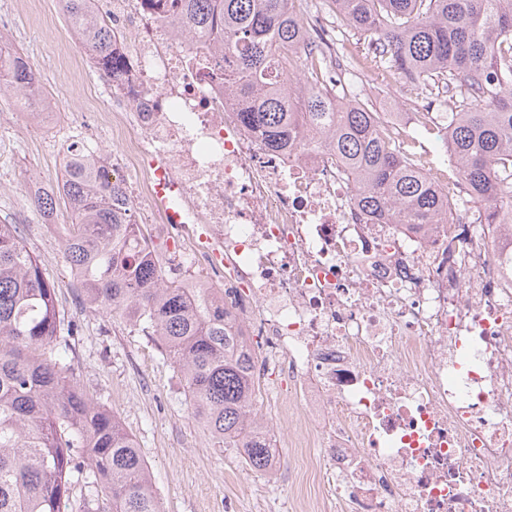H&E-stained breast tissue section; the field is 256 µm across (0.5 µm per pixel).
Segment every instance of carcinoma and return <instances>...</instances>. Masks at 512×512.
I'll return each mask as SVG.
<instances>
[{"label":"carcinoma","mask_w":512,"mask_h":512,"mask_svg":"<svg viewBox=\"0 0 512 512\" xmlns=\"http://www.w3.org/2000/svg\"><path fill=\"white\" fill-rule=\"evenodd\" d=\"M88 0H58L102 78L112 71V28L87 13ZM189 31L224 50V89L252 101L241 113L266 145L317 135L353 172L357 196L379 219L446 224V169L423 173L416 132L385 126L369 100L347 99L353 68L326 84L327 57L292 56L307 37L302 0H175ZM336 27L353 31L369 62L425 93L449 94L456 109L424 128L447 132L448 162L471 209L492 233L512 229V0H321ZM17 99L43 94L28 59L0 56V88ZM74 163L62 192L71 216L63 253L80 299L120 316L159 342L180 373L195 418L216 448H240L265 472L272 440L253 414L254 355L232 333L213 288L167 277L161 254L132 222L118 184ZM79 332L59 310L55 285L0 224V512H161L135 439L77 385L56 355Z\"/></svg>","instance_id":"obj_1"}]
</instances>
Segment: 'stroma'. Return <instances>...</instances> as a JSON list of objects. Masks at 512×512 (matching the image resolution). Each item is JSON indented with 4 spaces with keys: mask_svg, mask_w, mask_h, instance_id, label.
<instances>
[{
    "mask_svg": "<svg viewBox=\"0 0 512 512\" xmlns=\"http://www.w3.org/2000/svg\"><path fill=\"white\" fill-rule=\"evenodd\" d=\"M14 17L11 41L35 63L44 88L63 102L58 128L30 135L0 125V221L18 223L29 249L57 287L66 319L80 331L64 353L79 387L103 409L115 412L134 436L152 474L162 512H317L318 473L312 449L279 406L262 403L280 459L277 473L250 471L236 449L215 448L195 419L184 384L154 337L122 318L83 304L63 254L70 218L58 210V223L33 208L26 187L30 172L52 182L62 132H83L82 114L90 89L101 87L98 69L73 37L57 0H7ZM369 99L376 111L410 120L412 92L404 82H376Z\"/></svg>",
    "mask_w": 512,
    "mask_h": 512,
    "instance_id": "1",
    "label": "stroma"
}]
</instances>
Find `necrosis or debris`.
Listing matches in <instances>:
<instances>
[{
    "mask_svg": "<svg viewBox=\"0 0 512 512\" xmlns=\"http://www.w3.org/2000/svg\"><path fill=\"white\" fill-rule=\"evenodd\" d=\"M113 30L102 173L221 281L294 408L330 512H512V244L378 223L324 140L269 150L224 90V55L174 0H97Z\"/></svg>",
    "mask_w": 512,
    "mask_h": 512,
    "instance_id": "necrosis-or-debris-1",
    "label": "necrosis or debris"
}]
</instances>
